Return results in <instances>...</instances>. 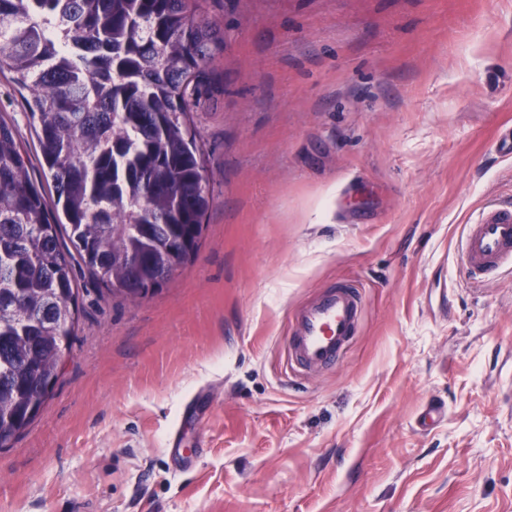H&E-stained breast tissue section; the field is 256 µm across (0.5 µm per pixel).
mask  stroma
Wrapping results in <instances>:
<instances>
[{"label": "stroma", "mask_w": 512, "mask_h": 512, "mask_svg": "<svg viewBox=\"0 0 512 512\" xmlns=\"http://www.w3.org/2000/svg\"><path fill=\"white\" fill-rule=\"evenodd\" d=\"M207 12L224 44L193 114L199 253L139 302L77 270L60 375L0 448V512H512V273L470 283L458 249L463 225L512 202L494 149L512 126V0ZM25 110L0 77L40 184ZM344 280L361 331L294 383L287 319ZM432 402L448 415L419 431Z\"/></svg>", "instance_id": "stroma-1"}]
</instances>
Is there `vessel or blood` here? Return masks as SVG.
Masks as SVG:
<instances>
[{
	"instance_id": "1",
	"label": "vessel or blood",
	"mask_w": 512,
	"mask_h": 512,
	"mask_svg": "<svg viewBox=\"0 0 512 512\" xmlns=\"http://www.w3.org/2000/svg\"><path fill=\"white\" fill-rule=\"evenodd\" d=\"M467 278L484 283L512 271V204L486 207L467 225L460 244ZM363 314L361 291L352 282L327 287L289 318L286 364L296 376L330 369L344 357Z\"/></svg>"
}]
</instances>
